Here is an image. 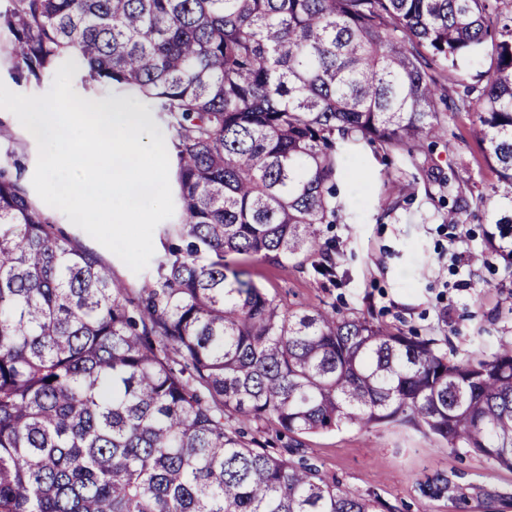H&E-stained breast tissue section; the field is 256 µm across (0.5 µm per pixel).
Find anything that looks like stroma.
Wrapping results in <instances>:
<instances>
[{
	"label": "stroma",
	"instance_id": "stroma-1",
	"mask_svg": "<svg viewBox=\"0 0 512 512\" xmlns=\"http://www.w3.org/2000/svg\"><path fill=\"white\" fill-rule=\"evenodd\" d=\"M481 70L471 64L457 80L445 66L434 65L431 74L446 96L439 105L445 135L411 154L362 146L361 178L353 184L337 179L341 196L356 194L358 206L353 215L318 227L320 239L334 247L332 275L318 274L309 262L299 269L250 254L236 256V269L283 309L333 308L398 326L437 339L456 361L487 358L512 345V271L485 247L487 211H472L464 224L449 223L454 198L425 175L432 169L474 193L491 194L497 177L470 135L473 117L454 109L467 86L481 84ZM0 122L14 132L13 139L0 140V165L21 166L24 181H31L36 140L11 112L0 109ZM50 214L59 232L110 263L129 287L139 289L149 281L150 270L131 271L64 213L54 208ZM229 422L243 425L268 451L306 458L345 488L379 497L393 512H457L459 497L467 499V512H512V471L450 450L407 425L344 426L303 436L302 448L292 450L288 437L273 427L244 424L236 416ZM437 474L447 476V494H425L426 478Z\"/></svg>",
	"mask_w": 512,
	"mask_h": 512
}]
</instances>
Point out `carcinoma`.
Wrapping results in <instances>:
<instances>
[{"mask_svg": "<svg viewBox=\"0 0 512 512\" xmlns=\"http://www.w3.org/2000/svg\"><path fill=\"white\" fill-rule=\"evenodd\" d=\"M16 77L68 57L167 116L182 220L132 297L0 167V512H379L290 437L406 421L512 470V346L458 362L334 310L286 311L227 257L304 265L341 217L337 143L444 133L429 70L488 63L456 109L497 173L488 249L512 268V0H3ZM462 224L468 197L448 184ZM208 254L209 262H198Z\"/></svg>", "mask_w": 512, "mask_h": 512, "instance_id": "carcinoma-1", "label": "carcinoma"}]
</instances>
